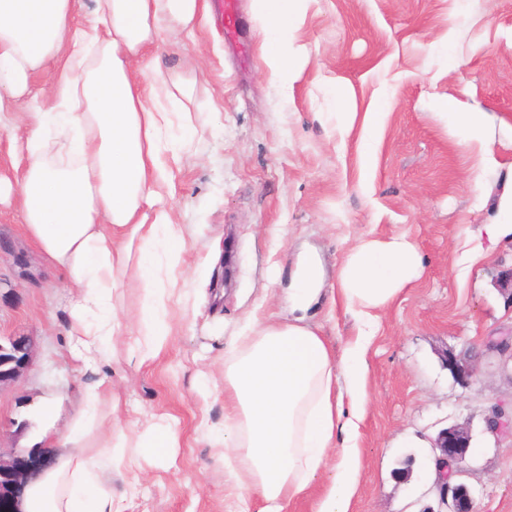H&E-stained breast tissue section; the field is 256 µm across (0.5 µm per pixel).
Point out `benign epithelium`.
Returning a JSON list of instances; mask_svg holds the SVG:
<instances>
[{"label": "benign epithelium", "instance_id": "obj_1", "mask_svg": "<svg viewBox=\"0 0 512 512\" xmlns=\"http://www.w3.org/2000/svg\"><path fill=\"white\" fill-rule=\"evenodd\" d=\"M496 287L512 306V268L501 272ZM35 342L30 336H0V388L15 383L30 367ZM443 360L458 383L466 386L478 373L475 357L443 354ZM485 431L497 436L506 429L512 430V406L499 403L485 416ZM471 430L466 424H453L441 429L433 440L436 455L434 489L438 509L428 507L423 512H473L470 489L455 480L466 464L471 448ZM48 464L46 457H27L18 451L0 453V507L5 512H23V491Z\"/></svg>", "mask_w": 512, "mask_h": 512}]
</instances>
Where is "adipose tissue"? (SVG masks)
<instances>
[{
  "mask_svg": "<svg viewBox=\"0 0 512 512\" xmlns=\"http://www.w3.org/2000/svg\"><path fill=\"white\" fill-rule=\"evenodd\" d=\"M306 2L252 0L265 32L264 67L285 90L303 67L291 45ZM76 3L0 0V141L15 172L0 176V197L17 195L27 238L73 289L69 350L95 374L80 389L52 464L26 488L25 512H114L113 472L145 456L170 460L179 445L177 419L144 432L123 423L98 372L112 362L120 289L140 292L129 352L143 364L169 343L171 304L188 301L177 290L187 240L168 200L197 129L188 108L169 110L176 85L148 53L168 28L193 29L201 0H95L80 24ZM43 68L54 77L31 92ZM140 71L151 79L139 81ZM439 107L449 129L494 165L485 114L459 111L451 99ZM420 275L407 236L363 238L346 252L331 295L371 330L377 310ZM322 285L317 257L300 255L288 290L298 318L250 321L230 342L224 424L199 421L224 461L226 512H286L333 453L334 475L316 512H354L369 340L338 351L303 322Z\"/></svg>",
  "mask_w": 512,
  "mask_h": 512,
  "instance_id": "1",
  "label": "adipose tissue"
}]
</instances>
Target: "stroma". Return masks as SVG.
<instances>
[{"mask_svg": "<svg viewBox=\"0 0 512 512\" xmlns=\"http://www.w3.org/2000/svg\"><path fill=\"white\" fill-rule=\"evenodd\" d=\"M192 34L168 32L159 64L192 100L198 129L174 169L171 201L187 240L185 286L192 305L174 307L175 333L152 362L118 345L103 371L123 422L147 428L160 416L180 422L174 464L153 457L112 476L123 512H224V462L198 427L224 421V402L202 398L203 378L224 379L231 336L248 319H291L288 284L301 253H315L324 283L336 284L346 249L359 237L405 234L423 273L379 312L367 359L361 424L364 465L355 512H423L434 505L427 446L438 432L469 424L462 479L474 512H512V433L484 430L490 405L512 401V359L487 355L490 337L512 332V306L495 281L512 266V237L491 260L464 262L459 240L495 212L512 174V0H309L295 22L305 67L289 93L264 71L263 31L251 0H240L241 34L253 58L239 66L224 49L220 0H207ZM366 112L386 94L387 114L371 156L362 131H340L334 87ZM453 97L490 118L497 159L480 166L437 112ZM0 239L39 272L20 275L0 253V334L33 337L31 367L0 391V449L63 435L78 404L81 376L67 351V294L25 236L16 207L0 205ZM230 252L231 266L208 264ZM336 348L360 323L319 303L306 315ZM479 354L469 387L443 363L450 351ZM31 418L27 431L16 423ZM411 460V476L395 471Z\"/></svg>", "mask_w": 512, "mask_h": 512, "instance_id": "stroma-1", "label": "stroma"}]
</instances>
